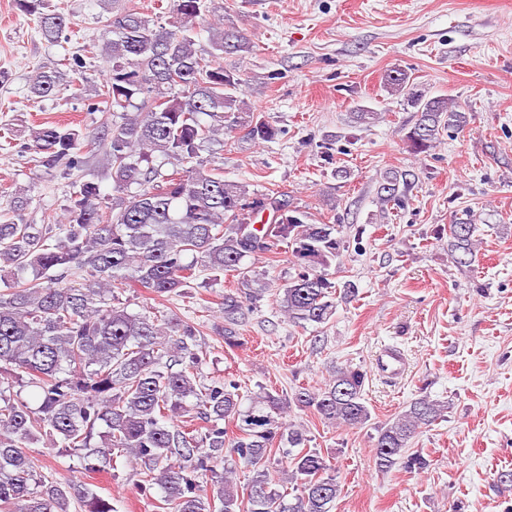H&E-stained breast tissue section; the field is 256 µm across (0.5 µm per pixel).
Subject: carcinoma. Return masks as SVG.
<instances>
[{
    "label": "carcinoma",
    "instance_id": "1",
    "mask_svg": "<svg viewBox=\"0 0 512 512\" xmlns=\"http://www.w3.org/2000/svg\"><path fill=\"white\" fill-rule=\"evenodd\" d=\"M213 0H172L170 26L124 0L100 44L109 63L100 95L108 109L84 131L47 123L30 136L49 173L79 169L71 184L65 223L26 224L32 198L17 190L0 207V512H115L91 479L134 463L157 485L164 512H332L340 493L326 458L307 448L306 430L283 422L295 406L326 423L355 428L370 419L364 396L367 373L342 366L320 388L300 387L290 398L262 390L242 407L234 379L201 380L200 329L175 315L130 313L116 292L144 288L158 298L181 294L197 271L234 272L247 292L224 293V345H240L236 327L265 293L253 287L244 260L283 242L299 266L279 296V307L299 325L325 324L336 312V285L327 269L345 249L336 225L312 223L306 212L276 192L249 198L246 186L224 180L200 151L228 133L245 141H271L278 131L250 111L241 80L222 62L226 49L245 52L247 38L216 23L212 51L197 48L198 19ZM35 19L42 38L56 42L69 22L42 11L43 0H15ZM180 73L182 83L169 81ZM67 88L61 70L39 71L30 85L44 98ZM390 95L406 98L418 120L406 141L414 155L435 147L444 130L460 134L467 113L442 97L427 98L399 71L386 76ZM102 153V179L84 168L88 142ZM171 160L164 173L153 157ZM408 173L387 172L378 187L383 204L398 203ZM278 211L265 227L245 212ZM478 225H448V255L461 267L477 261ZM447 406L416 399L378 428L374 465L382 472L402 462L411 439L444 417ZM35 441L77 458L85 482H61L36 468ZM289 459L285 483L292 497L271 487L268 464ZM253 472L247 499L233 474L238 463Z\"/></svg>",
    "mask_w": 512,
    "mask_h": 512
}]
</instances>
